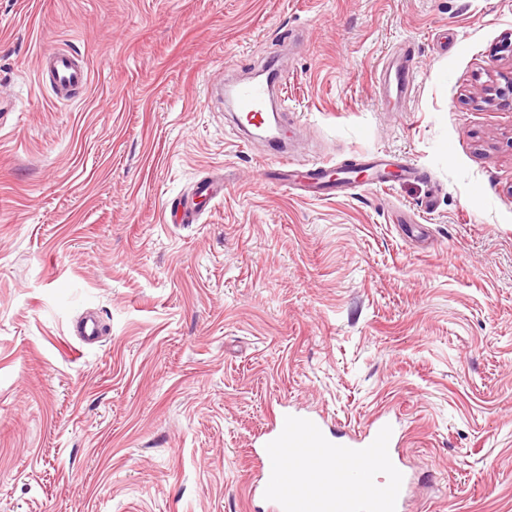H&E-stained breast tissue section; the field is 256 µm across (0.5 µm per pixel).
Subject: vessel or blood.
<instances>
[{"instance_id":"b4317fda","label":"vessel or blood","mask_w":512,"mask_h":512,"mask_svg":"<svg viewBox=\"0 0 512 512\" xmlns=\"http://www.w3.org/2000/svg\"><path fill=\"white\" fill-rule=\"evenodd\" d=\"M39 74L55 96L71 100L82 92L88 83L85 62L76 53L62 47L43 49L38 58ZM381 76L385 85L384 98L396 103L411 93L416 73L413 60L403 54L384 63ZM269 89L262 83L247 84L237 88L236 99L240 112L248 124L257 125L263 120V108ZM269 167L263 168L261 180L276 176L288 189L302 190L314 195H325L336 188L378 187L390 181L394 173L415 176L418 167L407 158L393 161L373 159L365 161L361 168H338L320 159L310 160L307 167L299 168L291 155L281 148H274ZM221 193L220 188L209 179L196 185L191 199L174 201L170 214L180 223L194 221L205 204ZM314 448L332 457L345 460L370 459V466L353 474L356 482L371 486L372 492L365 497H355L328 488L311 497H298L285 493L281 486L282 473H290L297 480H306L313 472L314 460L304 456L296 463H288L290 449ZM261 454L265 470L259 483L249 486L250 493L260 494L268 505V512H402L406 498V476L400 466L395 431L391 424L374 418L363 435L344 439L328 432L317 419L288 415L281 419L278 427L265 438Z\"/></svg>"}]
</instances>
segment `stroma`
Here are the masks:
<instances>
[{"label": "stroma", "instance_id": "35a3bbf8", "mask_svg": "<svg viewBox=\"0 0 512 512\" xmlns=\"http://www.w3.org/2000/svg\"><path fill=\"white\" fill-rule=\"evenodd\" d=\"M51 46L84 58L80 97L39 82ZM399 49L419 78L390 110ZM280 51L297 161L423 178L260 182L267 143L208 80ZM511 81L512 0H0V512H262L279 402L398 414L407 512H512ZM211 176L222 200L165 221Z\"/></svg>", "mask_w": 512, "mask_h": 512}]
</instances>
